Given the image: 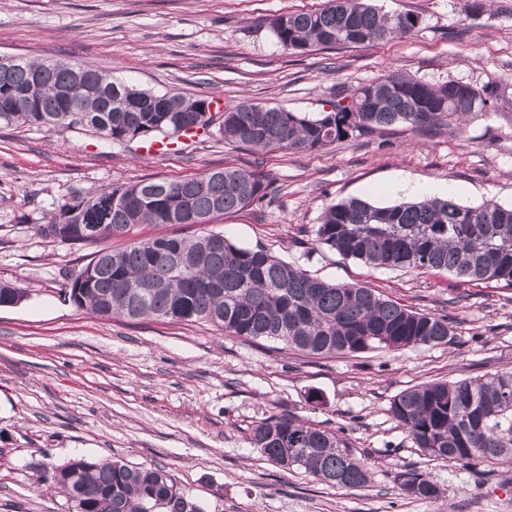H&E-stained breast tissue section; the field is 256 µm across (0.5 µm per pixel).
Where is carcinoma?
Returning <instances> with one entry per match:
<instances>
[{"instance_id":"cac0c4a2","label":"carcinoma","mask_w":512,"mask_h":512,"mask_svg":"<svg viewBox=\"0 0 512 512\" xmlns=\"http://www.w3.org/2000/svg\"><path fill=\"white\" fill-rule=\"evenodd\" d=\"M419 16L382 13L371 0H326L322 8L280 14L270 28L281 47L302 56L336 45H369L413 32ZM40 81L34 105L20 101L0 112V124L88 127L121 143L176 137L190 126L218 129L242 146L262 151H317L382 126L458 129L495 106L501 89L449 81L432 85L392 72L351 90L349 104L302 117L284 108L240 103L208 112L211 102L139 89L87 62L0 64V97ZM76 88L74 111L61 91ZM119 90L121 106L102 95ZM477 99L460 109L452 95ZM266 175L241 168L212 169L179 180L147 178L77 194L42 225L41 234L70 244L124 237L141 224H192L191 239L132 240L102 248L72 283L68 300L100 317L205 323L226 336L281 341L311 355L356 354L447 345L456 326L445 315L419 313L364 285L331 283L271 254L238 247L206 229L214 218L240 211L270 194ZM112 200L104 236L85 232L84 207ZM315 241L344 259L374 269L447 272L465 282L512 285V207L487 201L477 207L450 199L376 206L350 198L326 207L312 229ZM393 418L429 455L470 464L512 460V371L488 378L439 380L406 389L390 403ZM268 461L299 468L340 488H362L370 472L350 456L337 434L294 416L270 417L251 432ZM44 482L64 491L75 512H202L171 476L157 467L121 460L77 458L48 468ZM437 499L431 479L414 491Z\"/></svg>"}]
</instances>
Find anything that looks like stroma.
Listing matches in <instances>:
<instances>
[{"instance_id":"stroma-1","label":"stroma","mask_w":512,"mask_h":512,"mask_svg":"<svg viewBox=\"0 0 512 512\" xmlns=\"http://www.w3.org/2000/svg\"><path fill=\"white\" fill-rule=\"evenodd\" d=\"M377 0L418 28L369 46L289 54L269 21L325 0H0V53L83 61L138 88L326 111L339 93L399 72L429 84H500L496 108L463 130L394 125L312 152L245 148L210 129L178 152L63 127L0 126V282L24 300L0 307V512H73L41 465L73 458L158 466L203 512H512V461L465 466L425 455L391 400L435 379L512 370V286L450 274L375 270L316 243L333 202L407 199L399 182L455 186L454 201L512 206V0ZM228 166L266 174L262 202L215 219L240 247H266L330 282L360 283L418 312L448 316L454 343L311 356L212 326L102 319L65 301L97 244L39 235L75 193ZM293 414L338 433L370 470L363 488L279 468L250 444L260 421ZM433 477L441 496L403 495L398 473Z\"/></svg>"}]
</instances>
